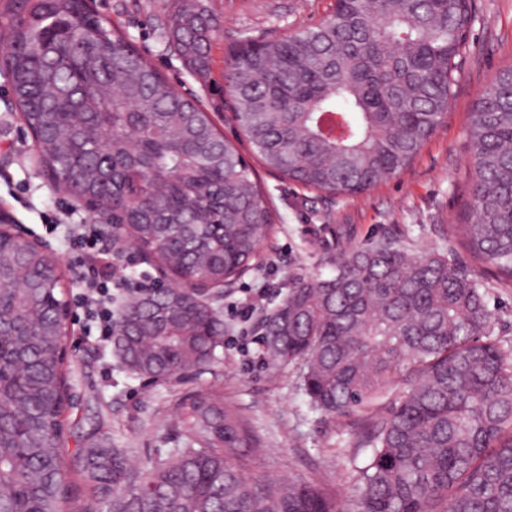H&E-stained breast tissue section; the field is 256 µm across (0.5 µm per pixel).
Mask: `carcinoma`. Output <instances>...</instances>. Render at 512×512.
Returning a JSON list of instances; mask_svg holds the SVG:
<instances>
[{"instance_id":"obj_1","label":"carcinoma","mask_w":512,"mask_h":512,"mask_svg":"<svg viewBox=\"0 0 512 512\" xmlns=\"http://www.w3.org/2000/svg\"><path fill=\"white\" fill-rule=\"evenodd\" d=\"M160 36L193 75L211 71L218 27L176 0ZM474 21L472 0H335L320 23L245 38L225 74L252 152L289 181L361 194L409 167L443 122ZM15 108L43 168L112 203L149 259L178 280L230 282L256 265L273 216L252 166L87 0H8L0 21ZM471 198L454 237L512 280V67L475 102ZM0 512H339L301 478L247 476L255 436L216 392L195 395L183 447L140 466L128 448L63 456L68 306L46 253L0 232ZM135 296L113 323L129 374L206 370L224 320L177 285ZM272 366L298 363L317 411L367 415L359 512H512V349L491 334L472 270L384 236L336 255L329 278L296 281L261 326Z\"/></svg>"}]
</instances>
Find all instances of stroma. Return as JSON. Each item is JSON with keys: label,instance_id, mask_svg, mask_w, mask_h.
I'll return each instance as SVG.
<instances>
[{"label": "stroma", "instance_id": "obj_1", "mask_svg": "<svg viewBox=\"0 0 512 512\" xmlns=\"http://www.w3.org/2000/svg\"><path fill=\"white\" fill-rule=\"evenodd\" d=\"M93 2L99 13L121 23L133 47L180 93L198 98L225 137L245 153L249 147L238 137L224 83L232 48L246 37L259 41L315 25L329 14L334 0H205L218 23L211 74L205 81L186 72L159 37L157 26L168 0ZM473 9L448 114L400 175L360 195L329 197L259 169L265 200L279 222L260 247V265L213 299L225 335L212 371L155 382L129 375L84 310L71 309L68 461L93 444L138 449L141 463L167 458L180 445L183 407L198 392L217 391L238 408L258 441L253 473L319 483L337 495L343 512H358L355 469L368 461L356 446L358 415L331 417L312 409L300 388L299 365H267L259 342L264 316L292 284L313 275L330 276L337 252L352 243L389 236L409 252L434 249L473 267L492 313V336L512 346V282L496 278L492 265L474 262L448 238L449 225L461 223L469 199L466 143L472 107L498 72L512 65V0H473ZM31 146L12 104L10 83L0 76V206L58 260L71 301L80 282L65 234L73 226L93 223L94 217L37 166ZM256 297L262 300L260 311L244 316L245 302Z\"/></svg>", "mask_w": 512, "mask_h": 512}]
</instances>
